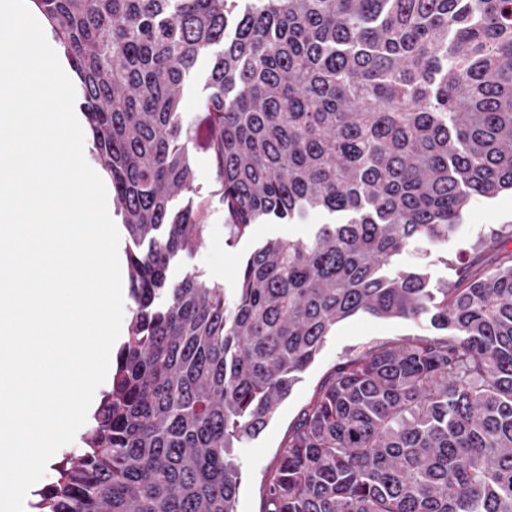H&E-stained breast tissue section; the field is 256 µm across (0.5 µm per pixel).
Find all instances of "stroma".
Listing matches in <instances>:
<instances>
[{"instance_id":"1","label":"stroma","mask_w":512,"mask_h":512,"mask_svg":"<svg viewBox=\"0 0 512 512\" xmlns=\"http://www.w3.org/2000/svg\"><path fill=\"white\" fill-rule=\"evenodd\" d=\"M182 105L191 135L195 184L202 193L210 195L211 200L202 245L191 256L171 266L168 276L176 281L187 272L196 271L204 279L222 285L225 294L230 296L238 286V271L242 263L256 247L269 239L308 238L317 225L328 222L329 217L325 213L314 212L300 223L256 224L250 234L235 245H226L224 210L214 196L218 183L210 161L209 124L206 114L198 106L196 89L185 90ZM501 224H512L511 191L500 192L491 199L476 200L465 211L456 233L449 237L446 244L417 245L404 252L398 262L403 266L425 268L435 284L455 277L453 268L444 263L448 257L467 264L473 262L486 269L493 268L498 260L497 250L482 246L480 240L490 228ZM431 332L430 325L424 322L382 320L367 315H357L338 323L265 430L236 449L241 466L237 512H265L266 476L279 463L281 445L338 363L377 344L413 339Z\"/></svg>"}]
</instances>
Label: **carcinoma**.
Listing matches in <instances>:
<instances>
[{
    "label": "carcinoma",
    "instance_id": "1",
    "mask_svg": "<svg viewBox=\"0 0 512 512\" xmlns=\"http://www.w3.org/2000/svg\"><path fill=\"white\" fill-rule=\"evenodd\" d=\"M77 74L129 245L128 336L34 512H236L259 436L336 324L450 334L338 364L288 432L267 512H512V249L430 284L395 260L512 190V0H33ZM200 107L239 288L168 271L203 242L182 107ZM512 225L489 229L495 247Z\"/></svg>",
    "mask_w": 512,
    "mask_h": 512
}]
</instances>
